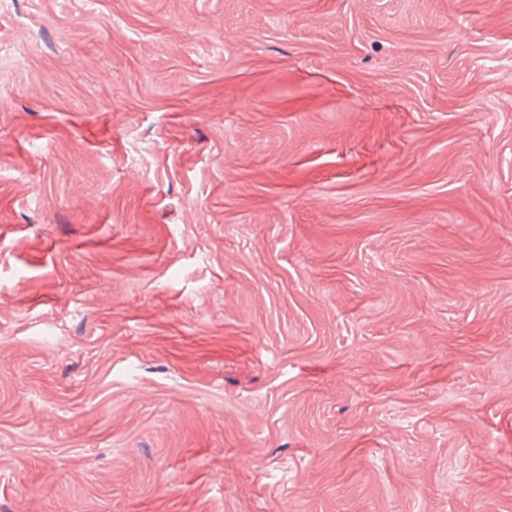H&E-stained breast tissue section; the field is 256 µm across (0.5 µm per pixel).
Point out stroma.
I'll list each match as a JSON object with an SVG mask.
<instances>
[{
    "instance_id": "stroma-1",
    "label": "stroma",
    "mask_w": 512,
    "mask_h": 512,
    "mask_svg": "<svg viewBox=\"0 0 512 512\" xmlns=\"http://www.w3.org/2000/svg\"><path fill=\"white\" fill-rule=\"evenodd\" d=\"M0 43V512H512V0Z\"/></svg>"
}]
</instances>
